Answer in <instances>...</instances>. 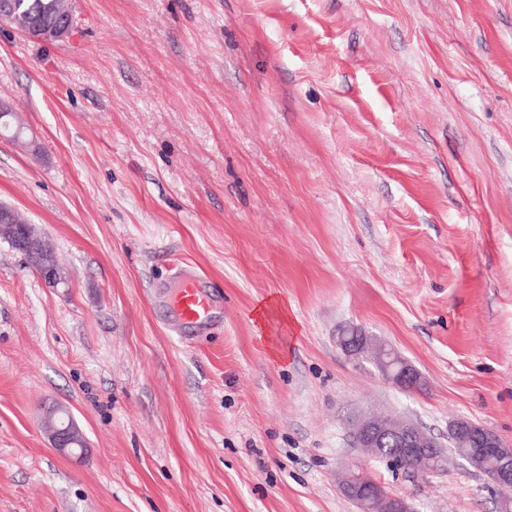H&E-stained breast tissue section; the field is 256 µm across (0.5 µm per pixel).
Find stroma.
<instances>
[{
    "label": "stroma",
    "mask_w": 512,
    "mask_h": 512,
    "mask_svg": "<svg viewBox=\"0 0 512 512\" xmlns=\"http://www.w3.org/2000/svg\"><path fill=\"white\" fill-rule=\"evenodd\" d=\"M71 39L0 22V512H357L355 467L416 512H498L456 455L394 474L349 422L512 446V0H72ZM195 280L205 323L172 306ZM288 319L257 330L266 299ZM398 351L393 386L338 332ZM87 450L51 447L45 405ZM14 109L11 105L4 103L2 100L0 101V121H1V137L6 136L11 138L13 142L23 147V145L18 142L24 136V127L22 125L16 123L17 114L13 112ZM2 127L3 130L2 131ZM10 128L14 129L12 134H9ZM15 140V141H14ZM16 214L12 206L0 203L1 236H5L9 244L25 256L47 288L65 286L66 275L49 252L46 238L32 224H15ZM369 337L356 328H347L336 336V345L348 356L353 358L371 356L374 363L387 381L394 386L420 387L422 377L420 373L395 351L378 349L376 354L367 350Z\"/></svg>",
    "instance_id": "stroma-1"
}]
</instances>
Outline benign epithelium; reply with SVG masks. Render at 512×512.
I'll use <instances>...</instances> for the list:
<instances>
[{"label":"benign epithelium","instance_id":"1","mask_svg":"<svg viewBox=\"0 0 512 512\" xmlns=\"http://www.w3.org/2000/svg\"><path fill=\"white\" fill-rule=\"evenodd\" d=\"M74 30L73 13L66 10L49 23L34 22L27 34L43 41L57 42L71 37ZM16 119L13 107L0 101V126L3 127L0 134L19 141L24 136V127L16 123ZM0 234L25 256L46 287L58 288L67 284L63 269L49 252L46 238L33 225L16 223V211L4 203H0ZM368 340L369 337L358 329L347 328L336 336V345L353 358L371 356L385 379L396 387L416 388L422 385L420 373L395 351L382 348L370 354ZM62 412V407L53 406L43 414L52 447L68 456L80 455L86 448V442L71 414L58 417ZM350 434L353 447L374 459L381 457L382 448L393 446V453L385 460L396 471L404 470L407 462L419 476L445 469L444 444L410 420L384 414L360 416L351 421ZM448 438L472 449V455L464 461L475 470L479 469L485 456L496 458L498 472L493 487L499 490L512 486V448L496 434L470 420L459 418L449 424ZM340 485L359 512H416L406 499L358 469L351 468L345 472Z\"/></svg>","mask_w":512,"mask_h":512}]
</instances>
